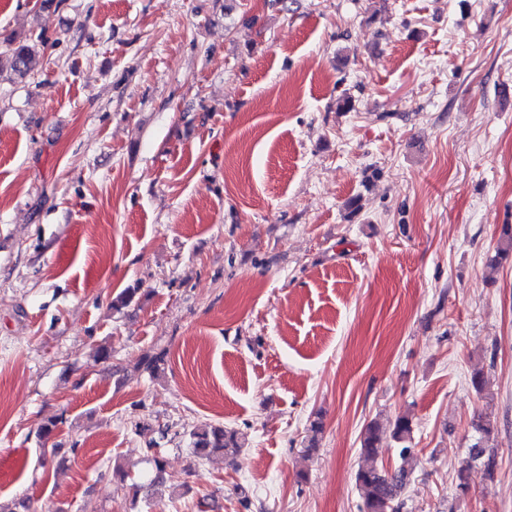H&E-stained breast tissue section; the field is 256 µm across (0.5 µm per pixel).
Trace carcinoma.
<instances>
[{"label":"carcinoma","mask_w":512,"mask_h":512,"mask_svg":"<svg viewBox=\"0 0 512 512\" xmlns=\"http://www.w3.org/2000/svg\"><path fill=\"white\" fill-rule=\"evenodd\" d=\"M46 41L40 37L26 38L14 42L8 51L10 69L15 79L23 81L38 72L45 55ZM512 259V224H504L500 229L499 242L493 262L500 264ZM497 431L495 421L488 416H479L475 423L476 436L467 449V457L456 474V488L462 493L469 490V470L475 463H482L488 474H493V461L488 442ZM393 437L404 444L400 449V464L397 469L389 471L377 465L379 455L378 427L370 424L366 427L361 450L370 464L360 469L356 475V484L366 512H398L395 504L401 490L412 474L409 467L413 449L405 446L411 439V421L398 416L393 422ZM244 436L239 430L224 426L204 425L190 433L191 453L198 459H207L217 453L235 454L243 447ZM155 475L152 479L132 483L135 493L152 494L164 486V460L159 452H153Z\"/></svg>","instance_id":"obj_1"}]
</instances>
